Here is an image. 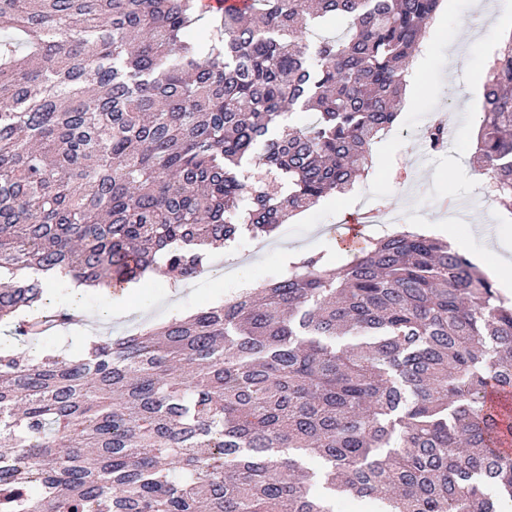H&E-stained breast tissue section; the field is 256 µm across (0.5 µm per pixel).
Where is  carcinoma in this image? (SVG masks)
Instances as JSON below:
<instances>
[{
    "label": "carcinoma",
    "instance_id": "cac0c4a2",
    "mask_svg": "<svg viewBox=\"0 0 512 512\" xmlns=\"http://www.w3.org/2000/svg\"><path fill=\"white\" fill-rule=\"evenodd\" d=\"M441 2L0 0V270L191 278L204 247L349 191ZM470 164L511 210L512 37ZM42 294L0 284V322L72 319ZM493 391L512 394V302L459 249L394 232L79 357L1 354L0 512H508Z\"/></svg>",
    "mask_w": 512,
    "mask_h": 512
}]
</instances>
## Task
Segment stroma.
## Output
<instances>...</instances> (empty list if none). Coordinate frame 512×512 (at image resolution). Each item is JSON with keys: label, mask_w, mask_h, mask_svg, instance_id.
<instances>
[{"label": "stroma", "mask_w": 512, "mask_h": 512, "mask_svg": "<svg viewBox=\"0 0 512 512\" xmlns=\"http://www.w3.org/2000/svg\"><path fill=\"white\" fill-rule=\"evenodd\" d=\"M491 3L493 9L487 14L475 0H443L417 54L422 67L408 83V103L401 112L400 126L415 125L427 114H437L453 137L448 149L429 155L422 140L384 138L373 149L372 172L358 179L352 192L330 195L297 214L265 239L262 249L248 255L240 276L251 287L285 274L290 265L288 252L293 248L323 255L334 267L350 262L353 254L341 249L337 231L358 214L364 199L370 209L400 214L407 224H449L457 248L467 252L476 266L495 264L498 283H512V253L489 249L491 233L512 235V213L485 201L488 177L469 165L481 111L473 93L484 87L488 63L501 39L500 27H512V0ZM224 261L222 250L209 249L206 274L184 280L174 296L163 275L147 282L137 299L119 290L109 295L87 294L79 303L94 316L110 306L121 309V316L104 327L105 335L120 338L235 299L240 290L231 285ZM88 333L84 320L77 319L39 339L22 342L14 339L4 323L0 325V342L11 343L15 356L23 359L56 350L76 357L83 353Z\"/></svg>", "instance_id": "35a3bbf8"}]
</instances>
